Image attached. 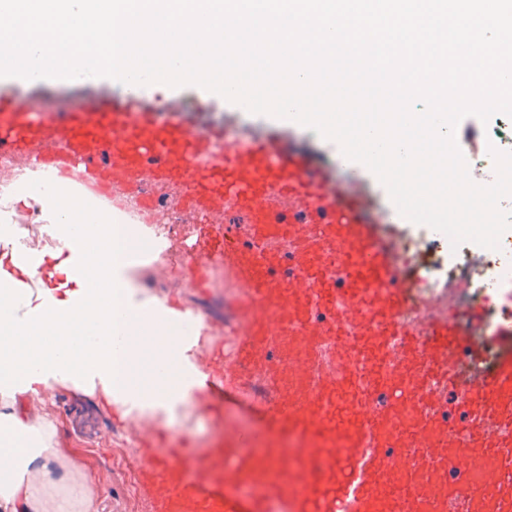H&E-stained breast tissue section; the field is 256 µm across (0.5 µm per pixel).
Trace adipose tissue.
<instances>
[{
    "label": "adipose tissue",
    "mask_w": 512,
    "mask_h": 512,
    "mask_svg": "<svg viewBox=\"0 0 512 512\" xmlns=\"http://www.w3.org/2000/svg\"><path fill=\"white\" fill-rule=\"evenodd\" d=\"M67 247L111 255L88 269L84 288L65 298L30 289L0 263V512H98L97 499L71 483L53 423L16 410L19 400L63 384L123 414L174 417L193 385L187 349L169 341L154 307L132 306L119 269L128 258L123 235L107 215L77 231L87 202L67 193L56 201Z\"/></svg>",
    "instance_id": "adipose-tissue-1"
}]
</instances>
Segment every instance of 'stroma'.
I'll list each match as a JSON object with an SVG mask.
<instances>
[{
  "instance_id": "1",
  "label": "stroma",
  "mask_w": 512,
  "mask_h": 512,
  "mask_svg": "<svg viewBox=\"0 0 512 512\" xmlns=\"http://www.w3.org/2000/svg\"><path fill=\"white\" fill-rule=\"evenodd\" d=\"M5 91L27 90L31 100L44 98L102 99L123 98L126 86L104 77L82 80L40 81L27 85L16 81L0 82ZM139 97L151 107L175 108L183 111L185 119L206 129L223 122L225 116L254 128L256 136L277 135L282 145L308 164L331 171L339 179H351L353 185L368 192L379 208L389 213L392 221L401 222L402 216L393 205L385 187L362 164L347 160L335 143L324 139L305 127L271 120L265 115L241 111L238 104L226 99L208 96L194 87L172 88L155 83L143 88ZM180 259L160 256L153 262L132 267L129 277L137 283V299H151L161 306H173L183 314L198 315L209 324L207 335H196L186 345L194 371L209 365V355L217 348L231 349L232 335L229 320L232 316L227 304L235 290L223 270L212 275L209 295L197 293L187 279L181 276ZM222 405L227 418L246 419L262 430H271L272 424L252 403L250 397L230 390L219 395L217 401L204 399L192 393L179 409L174 422L151 414H131L120 424H113L112 409L99 405L97 400L72 388L59 385L42 396L27 400L30 415L44 416L53 421L57 439L68 458L86 473L88 485L100 502V512H150L145 492L128 491L125 475L131 474L138 443L155 431H166L170 437H192L198 447L207 448L217 442L221 427L211 412L213 405Z\"/></svg>"
}]
</instances>
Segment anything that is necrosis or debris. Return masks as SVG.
<instances>
[{
  "label": "necrosis or debris",
  "instance_id": "obj_1",
  "mask_svg": "<svg viewBox=\"0 0 512 512\" xmlns=\"http://www.w3.org/2000/svg\"><path fill=\"white\" fill-rule=\"evenodd\" d=\"M72 180L69 174L40 175L11 156L0 155V223L17 225L15 241L20 255H28L40 246L43 218L54 211V195L68 189ZM89 204L95 210L112 213L124 224L131 238L130 255L134 258H152L162 250L168 256H176L185 225L197 220L196 213L171 207L155 223L129 198L107 205L93 196ZM393 246L396 265L402 271L415 264L422 249L439 252V261L418 281L419 294L439 302L445 300L446 279L456 268L464 266L471 271V291L467 300H455V307H462L467 301L479 302L486 309L488 322L512 318V230L503 233L496 250L472 242L452 247L445 234L425 225L421 226L419 237L399 236Z\"/></svg>",
  "mask_w": 512,
  "mask_h": 512
}]
</instances>
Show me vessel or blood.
<instances>
[{
	"mask_svg": "<svg viewBox=\"0 0 512 512\" xmlns=\"http://www.w3.org/2000/svg\"><path fill=\"white\" fill-rule=\"evenodd\" d=\"M220 129L161 118L136 97L31 102L0 94V152L111 201L148 185L210 214L183 270L196 287L223 268L237 289L233 359L216 352L206 389L266 391L258 404L302 447L247 451L256 429L192 448L146 438L134 467L151 512H512V354L462 368L452 307L414 298L377 248L368 200L280 152L270 138L223 154ZM36 276H28V268ZM28 287L38 256L14 269ZM424 317L408 319V306ZM464 421L448 425L445 410Z\"/></svg>",
	"mask_w": 512,
	"mask_h": 512,
	"instance_id": "1",
	"label": "vessel or blood"
}]
</instances>
